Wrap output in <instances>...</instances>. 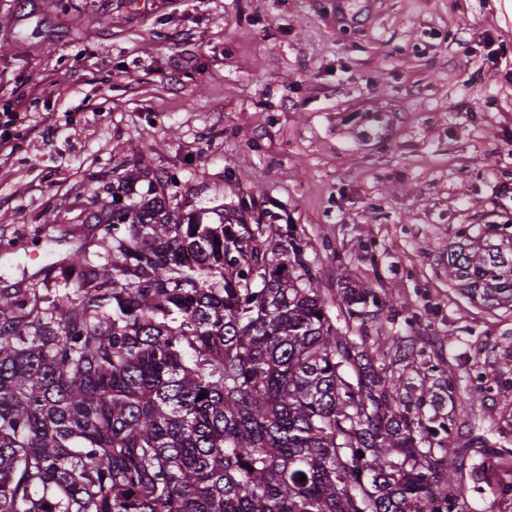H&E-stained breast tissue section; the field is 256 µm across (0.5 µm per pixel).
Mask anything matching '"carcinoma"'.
Here are the masks:
<instances>
[{
	"label": "carcinoma",
	"mask_w": 512,
	"mask_h": 512,
	"mask_svg": "<svg viewBox=\"0 0 512 512\" xmlns=\"http://www.w3.org/2000/svg\"><path fill=\"white\" fill-rule=\"evenodd\" d=\"M117 183L56 264L67 291L0 292V512H458L453 418L336 326L290 225L245 199L186 221L175 178ZM448 275L512 304V243L458 242ZM342 302L381 319L368 288Z\"/></svg>",
	"instance_id": "cac0c4a2"
}]
</instances>
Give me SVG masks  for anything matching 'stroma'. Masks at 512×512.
I'll use <instances>...</instances> for the list:
<instances>
[{
    "label": "stroma",
    "mask_w": 512,
    "mask_h": 512,
    "mask_svg": "<svg viewBox=\"0 0 512 512\" xmlns=\"http://www.w3.org/2000/svg\"><path fill=\"white\" fill-rule=\"evenodd\" d=\"M144 166L291 225L337 325L343 272L372 289L370 347L453 384L419 413L452 415L453 478L484 468L463 512H512V306L448 278L461 237L512 241V0H0V291Z\"/></svg>",
    "instance_id": "obj_1"
}]
</instances>
